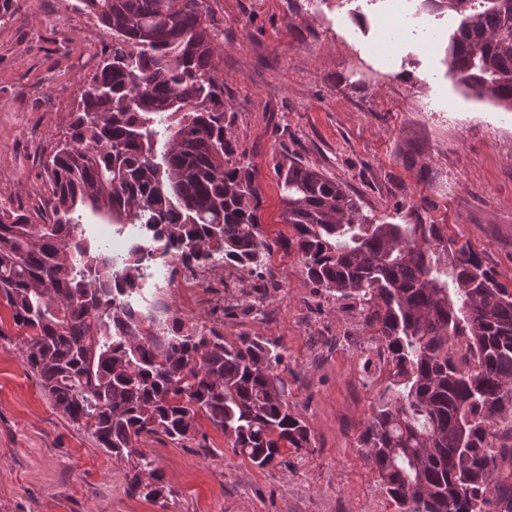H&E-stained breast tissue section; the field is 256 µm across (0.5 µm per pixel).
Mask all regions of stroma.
<instances>
[{
  "mask_svg": "<svg viewBox=\"0 0 512 512\" xmlns=\"http://www.w3.org/2000/svg\"><path fill=\"white\" fill-rule=\"evenodd\" d=\"M223 38L219 73L232 135L255 168L261 229L278 282L261 311L238 294L236 273L198 271L174 281L169 319L227 341L260 335L285 353L278 374L288 407L312 431L260 469L234 453L206 418L201 440L142 437L166 486L164 499L130 496L133 458L100 448L56 409L22 357L0 308V512H396L359 446L389 369L368 362L371 340L341 302L317 293L285 243L278 167L297 159L344 183L365 210L395 217L416 206L448 225L512 283V111L477 100L448 73V10L424 11L433 36L406 40L385 68L367 57L390 0H207ZM111 37L79 0H21L0 27V199L36 216L48 194L40 161L67 127L82 83Z\"/></svg>",
  "mask_w": 512,
  "mask_h": 512,
  "instance_id": "stroma-1",
  "label": "stroma"
}]
</instances>
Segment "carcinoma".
Instances as JSON below:
<instances>
[{
  "mask_svg": "<svg viewBox=\"0 0 512 512\" xmlns=\"http://www.w3.org/2000/svg\"><path fill=\"white\" fill-rule=\"evenodd\" d=\"M112 34L78 89L69 127L41 159V224L0 201V303L54 406L100 447L134 456L132 496L159 499L142 436L182 443L198 418L263 469L311 445L288 409L280 344L233 342L178 320L163 328L118 300L159 259L223 263L248 278L271 245L260 185L231 135L206 0H79ZM459 23L448 70L512 109V0H421ZM284 221L308 282L348 300L387 356L390 383L362 447L399 512H512V289L446 224H399L302 161L280 170ZM86 208L143 242L123 266L86 235ZM467 342L468 360L452 343Z\"/></svg>",
  "mask_w": 512,
  "mask_h": 512,
  "instance_id": "obj_1",
  "label": "carcinoma"
}]
</instances>
